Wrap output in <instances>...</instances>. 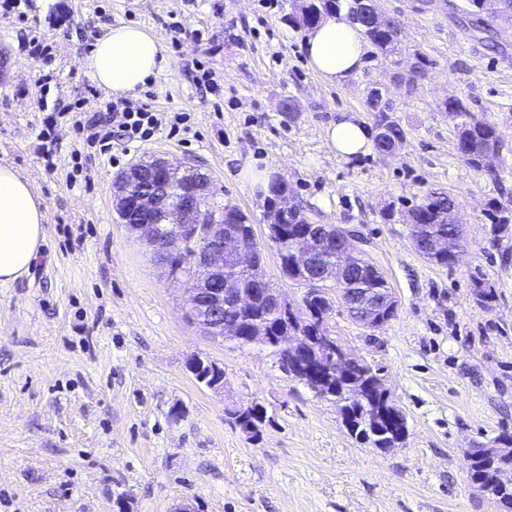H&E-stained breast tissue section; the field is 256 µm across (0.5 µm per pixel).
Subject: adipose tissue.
<instances>
[{
  "label": "adipose tissue",
  "mask_w": 512,
  "mask_h": 512,
  "mask_svg": "<svg viewBox=\"0 0 512 512\" xmlns=\"http://www.w3.org/2000/svg\"><path fill=\"white\" fill-rule=\"evenodd\" d=\"M309 67L323 81L340 85L365 64L366 40L345 13L324 15L303 40ZM168 64L160 41L146 28L117 25L98 39L83 66L88 76L115 95L144 86ZM325 138L337 156L350 159L366 154L370 129L355 116L344 114L331 123ZM46 211L29 180L9 165H0V284L25 276L45 242Z\"/></svg>",
  "instance_id": "1"
}]
</instances>
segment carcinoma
I'll list each match as a JSON object with an SVG mask.
<instances>
[{
	"mask_svg": "<svg viewBox=\"0 0 512 512\" xmlns=\"http://www.w3.org/2000/svg\"><path fill=\"white\" fill-rule=\"evenodd\" d=\"M350 18L363 29L365 38L379 51L386 52L397 39V26L386 29L375 28L372 21L366 18L365 8L359 4V0H345ZM341 8L340 0H309V3L300 7L298 16L292 21L300 28L310 29L316 25L323 14L334 9ZM500 20H512V0H467L466 6L458 7V21L467 29L471 36L482 39V36L490 33L494 24ZM444 109L448 112V118L453 122L456 132V149L464 162L477 172H485L493 179L499 174L493 171H485L482 166V154L490 150L501 154L502 141L497 126L483 116L472 112L465 104L456 98H450L444 103ZM453 205V200L445 193L430 190L424 196L423 201L408 210L406 221L411 226V237L416 251L430 261L448 267L459 250L465 246L457 243H448V248L439 256L424 250V243L430 239L448 237L449 214L447 209ZM210 207L217 214L228 217L233 224H242L249 221L248 216L236 206L220 204L210 200ZM308 217L298 210H293L288 215L276 214L267 219L268 240L275 246L280 260V269L285 276L294 282H301L303 275L294 268L292 256V239L295 235L305 232L308 228ZM258 271L238 266L230 260V254H224V280L214 279L208 282L207 287L213 291H219L224 283L233 282L237 290L248 293L257 287L256 275ZM354 287L362 288L373 294L380 293L386 287L385 279L377 267L369 260H362L354 279ZM336 288L329 284L327 290L312 296L305 294L303 304L305 317L296 321L294 331L304 336H312L316 333L317 325L327 311L328 291ZM224 321L236 323L239 327V335L223 336L238 345H248L259 341L268 343L263 336L256 335V329L262 328L271 331L282 323L281 317L267 308L260 297H255L254 302L244 308L224 309ZM374 369L371 365L357 360L348 367V376L342 382L329 383L324 387L327 399L334 402L338 409L349 410L353 413H365L382 403L381 392L374 387ZM225 413L236 425L245 421L252 425L250 438L257 441L261 437V425L264 422V410L258 409L254 413L246 412L235 407L225 408ZM488 494L494 499L500 512H512V487H493Z\"/></svg>",
	"mask_w": 512,
	"mask_h": 512,
	"instance_id": "obj_1",
	"label": "carcinoma"
}]
</instances>
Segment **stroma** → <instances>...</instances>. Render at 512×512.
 I'll use <instances>...</instances> for the list:
<instances>
[{
  "mask_svg": "<svg viewBox=\"0 0 512 512\" xmlns=\"http://www.w3.org/2000/svg\"><path fill=\"white\" fill-rule=\"evenodd\" d=\"M302 0H21L0 14V164L45 204V243L28 275L0 284V512H499L469 478L465 453L512 436V233H495L490 202L512 211V25L489 50L448 8L383 0L400 24L393 51L369 48L361 72L330 85L307 64ZM137 24L161 39L169 65L146 84L151 103L188 113L186 139L160 134L113 160L88 147L68 117L48 124L39 101L88 116L81 66L110 27ZM50 36L44 60L22 43ZM423 64L414 89L398 72ZM207 69L218 91L194 84ZM50 75L40 87V75ZM405 137L394 155L344 160L325 127L347 112L373 124L372 92ZM452 97L497 126L500 180L457 155L442 102ZM92 161L75 169L73 152ZM155 154L191 163L215 198L266 232L268 194L243 182L252 161L288 187L313 222L357 229L397 300L369 330L333 305L325 325L379 368L405 412V441L382 452L348 433L335 405L279 367L273 349L217 341L192 322L186 285L164 276L130 237L112 183ZM454 197L467 248L443 267L415 251L409 209L428 190ZM481 274L493 289L473 291ZM200 356L224 370V389L198 384ZM262 406L259 440L225 413Z\"/></svg>",
  "mask_w": 512,
  "mask_h": 512,
  "instance_id": "1",
  "label": "stroma"
}]
</instances>
